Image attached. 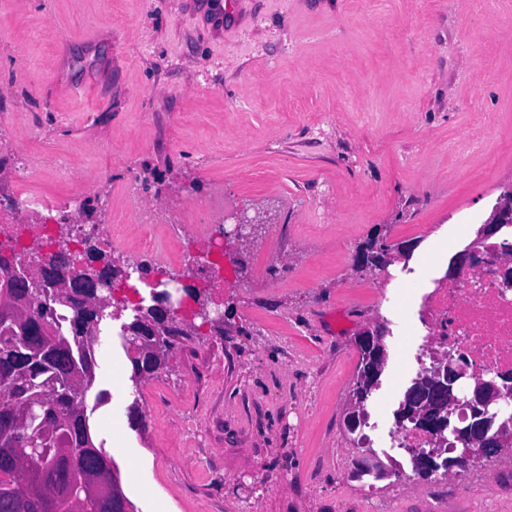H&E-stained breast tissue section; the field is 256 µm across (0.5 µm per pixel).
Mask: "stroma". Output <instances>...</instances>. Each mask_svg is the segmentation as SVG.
<instances>
[{"mask_svg": "<svg viewBox=\"0 0 512 512\" xmlns=\"http://www.w3.org/2000/svg\"><path fill=\"white\" fill-rule=\"evenodd\" d=\"M481 112L484 145L449 153ZM510 188L512 0H0L1 195H81L122 268L140 261L138 210L154 209L151 271L181 278L225 215L258 224L243 274L209 290L227 330L178 345L139 390L113 388L129 358L121 320L103 324L91 432L108 446L120 427L140 458L120 476L135 512H367L344 425L355 339L389 326L368 400L378 450L424 342L402 327ZM379 232L413 242L409 268L441 253L432 279L356 272ZM500 464L472 466L447 512H512ZM375 486L399 512H435L418 480Z\"/></svg>", "mask_w": 512, "mask_h": 512, "instance_id": "obj_1", "label": "stroma"}]
</instances>
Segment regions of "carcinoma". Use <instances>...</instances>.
<instances>
[{
    "label": "carcinoma",
    "mask_w": 512,
    "mask_h": 512,
    "mask_svg": "<svg viewBox=\"0 0 512 512\" xmlns=\"http://www.w3.org/2000/svg\"><path fill=\"white\" fill-rule=\"evenodd\" d=\"M396 245L371 239L360 248L369 265L384 271L392 263L382 253ZM30 315L23 317L0 297V403L16 418V428L34 447L15 445L0 426V461H15L14 470L0 469V512H106L92 485L107 482L113 500L123 504L112 460L96 445L89 427L88 394L98 362L92 355L109 309H77L61 301L60 292L32 290ZM133 384L159 370L165 361L149 363L130 358ZM385 360L361 358L364 386L356 391V430L363 426L364 406L379 388ZM399 425L426 430L425 421L411 415L400 401Z\"/></svg>",
    "instance_id": "obj_1"
}]
</instances>
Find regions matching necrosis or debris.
<instances>
[{
	"label": "necrosis or debris",
	"mask_w": 512,
	"mask_h": 512,
	"mask_svg": "<svg viewBox=\"0 0 512 512\" xmlns=\"http://www.w3.org/2000/svg\"><path fill=\"white\" fill-rule=\"evenodd\" d=\"M469 246L479 263L440 279L422 299L418 321L427 340L414 357L417 372L454 349L468 354L480 375L512 374V233L496 241L477 233Z\"/></svg>",
	"instance_id": "1"
}]
</instances>
